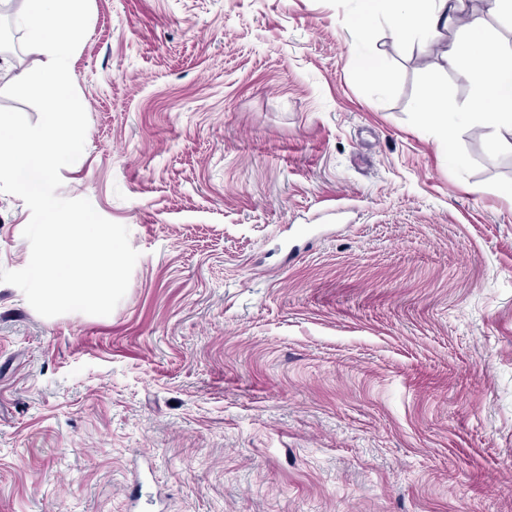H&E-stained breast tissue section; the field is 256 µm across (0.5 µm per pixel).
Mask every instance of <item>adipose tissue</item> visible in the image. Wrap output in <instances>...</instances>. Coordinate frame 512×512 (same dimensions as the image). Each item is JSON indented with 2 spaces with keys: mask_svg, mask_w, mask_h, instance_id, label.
Here are the masks:
<instances>
[{
  "mask_svg": "<svg viewBox=\"0 0 512 512\" xmlns=\"http://www.w3.org/2000/svg\"><path fill=\"white\" fill-rule=\"evenodd\" d=\"M453 17L463 19V34L450 42L444 30ZM381 20L396 42L417 35L437 47L472 90V106L460 108L449 105L445 87H429L415 104L421 123L447 121L452 134L461 126L487 130L494 146L512 135V46L491 44L486 18L470 10L467 0H359L350 24L366 32Z\"/></svg>",
  "mask_w": 512,
  "mask_h": 512,
  "instance_id": "obj_1",
  "label": "adipose tissue"
}]
</instances>
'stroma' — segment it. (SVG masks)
<instances>
[{
	"label": "stroma",
	"mask_w": 512,
	"mask_h": 512,
	"mask_svg": "<svg viewBox=\"0 0 512 512\" xmlns=\"http://www.w3.org/2000/svg\"><path fill=\"white\" fill-rule=\"evenodd\" d=\"M357 7L90 0L59 192L139 258L107 316L0 283V512H512V140L450 161L469 85ZM355 68L374 86L386 90L389 86V72L385 61L373 54L356 52L353 56Z\"/></svg>",
	"instance_id": "1"
}]
</instances>
